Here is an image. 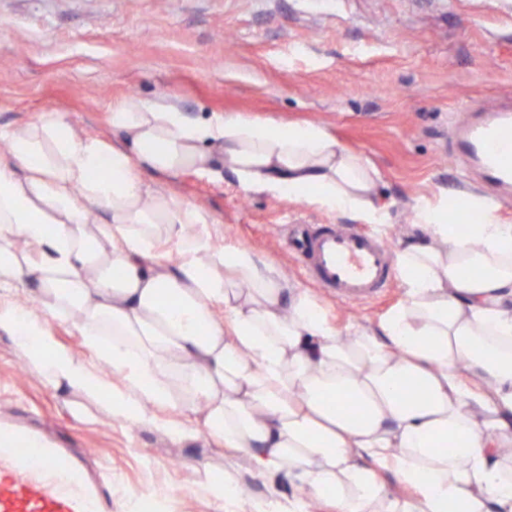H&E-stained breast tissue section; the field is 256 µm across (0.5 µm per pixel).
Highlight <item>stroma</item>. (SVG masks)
Listing matches in <instances>:
<instances>
[{
    "instance_id": "stroma-1",
    "label": "stroma",
    "mask_w": 512,
    "mask_h": 512,
    "mask_svg": "<svg viewBox=\"0 0 512 512\" xmlns=\"http://www.w3.org/2000/svg\"><path fill=\"white\" fill-rule=\"evenodd\" d=\"M512 94V0H0V157L5 133L60 112L82 137L115 141L121 101L176 98L216 114L312 122L380 172L371 226L389 251L421 205L483 191L446 146L462 102ZM208 217L216 245L252 249L306 289L344 338L373 330L404 298L399 281L360 303L336 302L285 248L287 224L349 218L303 200L244 190L224 171L155 179ZM0 427L70 458L83 482L127 512L129 496L166 512H219L196 467L224 466L207 431L175 442L113 418L107 401L47 383L0 334Z\"/></svg>"
}]
</instances>
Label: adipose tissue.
Here are the masks:
<instances>
[{
  "label": "adipose tissue",
  "mask_w": 512,
  "mask_h": 512,
  "mask_svg": "<svg viewBox=\"0 0 512 512\" xmlns=\"http://www.w3.org/2000/svg\"><path fill=\"white\" fill-rule=\"evenodd\" d=\"M112 126L121 142L77 136L47 111L9 131L0 160V333L47 382L107 395L113 416L174 440L202 415L268 487L296 485L252 512H307L310 499L512 512L511 224L489 218L457 239L440 208H420L427 235L396 251L403 302L347 342L307 291L250 249L216 245L195 204L140 171L219 161L245 190L382 225L372 163L312 123L197 120L169 99L119 103ZM164 240L176 263L157 254ZM53 320L78 325L84 353L55 341Z\"/></svg>",
  "instance_id": "1"
}]
</instances>
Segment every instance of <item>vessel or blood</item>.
Segmentation results:
<instances>
[{
  "label": "vessel or blood",
  "instance_id": "obj_1",
  "mask_svg": "<svg viewBox=\"0 0 512 512\" xmlns=\"http://www.w3.org/2000/svg\"><path fill=\"white\" fill-rule=\"evenodd\" d=\"M448 138V153L474 176L492 202L512 198V98L468 104ZM289 252L310 280L343 303L370 299L388 288L389 250L350 224H296ZM0 512H104L101 498L74 478L62 455L43 460L28 439L0 455Z\"/></svg>",
  "mask_w": 512,
  "mask_h": 512
}]
</instances>
